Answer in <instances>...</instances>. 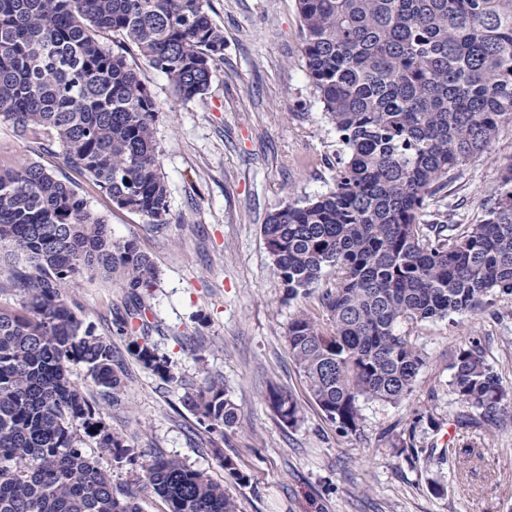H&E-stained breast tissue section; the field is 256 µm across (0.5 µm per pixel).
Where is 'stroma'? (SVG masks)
<instances>
[{
  "instance_id": "1",
  "label": "stroma",
  "mask_w": 512,
  "mask_h": 512,
  "mask_svg": "<svg viewBox=\"0 0 512 512\" xmlns=\"http://www.w3.org/2000/svg\"><path fill=\"white\" fill-rule=\"evenodd\" d=\"M209 15L224 31V60L202 97L178 99L165 74L131 61L160 104L164 223L118 208L85 178L75 179L113 235L136 239L151 257L156 286L141 301L150 342L176 376L160 380L129 354L131 335L117 334L126 291L112 279L83 275L69 295L127 366L119 404L102 411L106 423L136 452L179 458L223 483L239 512H512V422L489 425L458 402L448 368L477 340L512 389V294L415 325L412 338L426 364L412 394L397 405L362 402L359 431L339 432L286 341L298 306L318 315L319 300H288L261 232L284 200L324 193L336 175L338 138L306 75L296 2L210 0ZM12 156L66 171L60 155L43 153L0 120V158ZM511 163L506 123L489 151L454 172L432 209L448 210L458 224L478 223ZM206 376L220 379L239 409L228 435L207 432L183 404ZM273 388L297 400V425L274 413ZM467 444L470 458L452 456ZM223 454L236 459L246 483L224 471Z\"/></svg>"
}]
</instances>
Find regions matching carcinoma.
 Listing matches in <instances>:
<instances>
[{
    "instance_id": "cac0c4a2",
    "label": "carcinoma",
    "mask_w": 512,
    "mask_h": 512,
    "mask_svg": "<svg viewBox=\"0 0 512 512\" xmlns=\"http://www.w3.org/2000/svg\"><path fill=\"white\" fill-rule=\"evenodd\" d=\"M207 0H0V117L38 139L47 132L64 166L119 208L154 222L168 212L156 150L158 104L122 41L163 72L189 101L209 88L224 56V31ZM305 67L335 129L336 178L327 192L286 201L261 231L288 298L319 297L325 318L300 308L288 323L289 354L309 391L343 433L359 430L360 400L399 404L425 365L414 324L471 312L499 290L512 294V166L476 224H450L430 201L452 172L491 148L512 124V0H296ZM0 249L15 267L0 293V512H143L129 489L80 446V433L167 512H238L224 484L163 455L142 463L109 432L67 373L85 365L100 398L118 404L127 368L68 299L85 271L119 278L138 297L154 287L150 256L117 238L68 179L37 162L0 161ZM131 353L163 381L170 361L148 343L144 307ZM457 400L495 425L512 417V393L480 344L449 365ZM271 406L293 426L294 396ZM184 405L210 431L232 428L237 407L224 384L204 378Z\"/></svg>"
}]
</instances>
